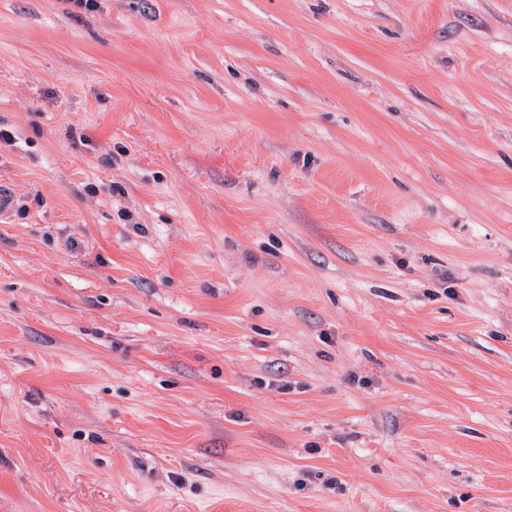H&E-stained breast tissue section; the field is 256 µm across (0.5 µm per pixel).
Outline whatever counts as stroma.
<instances>
[{
    "mask_svg": "<svg viewBox=\"0 0 512 512\" xmlns=\"http://www.w3.org/2000/svg\"><path fill=\"white\" fill-rule=\"evenodd\" d=\"M0 512H512V0H0Z\"/></svg>",
    "mask_w": 512,
    "mask_h": 512,
    "instance_id": "35a3bbf8",
    "label": "stroma"
}]
</instances>
